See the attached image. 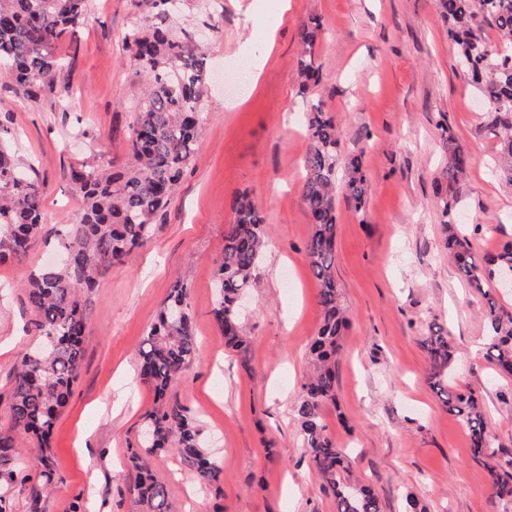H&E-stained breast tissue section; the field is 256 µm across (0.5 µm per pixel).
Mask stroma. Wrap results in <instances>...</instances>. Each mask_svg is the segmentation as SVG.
<instances>
[{"mask_svg":"<svg viewBox=\"0 0 512 512\" xmlns=\"http://www.w3.org/2000/svg\"><path fill=\"white\" fill-rule=\"evenodd\" d=\"M191 0L187 29L209 72L199 144L190 169L127 265L100 278L86 320L80 375L52 431L56 480L34 478V442L0 482L7 512H137L136 472L128 447L153 393L138 382L139 349L176 284L188 291L197 356L170 388L221 461L219 487L202 483L171 450L146 456L170 488V512H336L333 496L308 462L295 414L310 364L308 344L322 321L318 285L304 256L311 231L301 200L306 112L321 107L340 127L342 155L359 154L370 178L363 209L336 198V280L348 322L336 363L337 403L323 416L349 455L354 479L369 483L385 512H502L487 471L474 459L466 428L428 384L422 346L440 326L454 347L450 379L487 408L493 447L512 450V380L486 356L484 293L512 308L496 282L475 290L448 260L436 195L443 155L437 123L470 155L449 217L476 258L512 243V184L495 172L488 115L459 62L435 0ZM223 16L221 32L205 25ZM139 15L132 0H89L83 22L55 52L68 86L63 108L17 95L0 78V125L17 136V154L33 164L43 191L38 248L0 264V426L34 319L24 301L30 274L51 262L57 231L73 223L80 200L66 172L81 162L127 159L129 127L144 83L124 36ZM319 17L321 81L301 91L299 30ZM266 57L249 98L237 92L235 66ZM248 192L264 218L266 247L245 297V351L225 348L214 316L215 261Z\"/></svg>","mask_w":512,"mask_h":512,"instance_id":"1","label":"stroma"}]
</instances>
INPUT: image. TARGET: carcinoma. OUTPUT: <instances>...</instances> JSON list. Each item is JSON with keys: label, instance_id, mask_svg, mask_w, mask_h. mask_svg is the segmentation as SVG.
Here are the masks:
<instances>
[{"label": "carcinoma", "instance_id": "obj_1", "mask_svg": "<svg viewBox=\"0 0 512 512\" xmlns=\"http://www.w3.org/2000/svg\"><path fill=\"white\" fill-rule=\"evenodd\" d=\"M142 11L125 43L146 90L130 125L128 158L78 164L70 181L82 206L75 223L61 235L59 248L69 256L61 267L45 266L26 286L35 312L31 331L35 348L21 354L11 395L10 423L0 429V481L14 480L11 463L20 439L38 438V477L48 486L55 481L48 439L59 411L78 379L84 351L88 303L102 273L128 262L144 246L157 214L190 169L198 145L204 89L208 83L199 46L180 35L175 23L187 0H135ZM448 38L459 49L461 64L487 105V130L495 140L497 166L512 184V0H436ZM88 0H0V74L9 76L15 91L34 102L55 108L57 79L63 60L53 47L83 20ZM497 30L504 49H494L483 25ZM314 18L302 26V53L297 67L302 89L319 84L315 59L318 30ZM442 129L446 157L442 179L455 186L471 159L457 140ZM308 148L304 157L302 201L313 224L305 245L308 267L319 284L321 325L309 343L314 375L303 385L296 412L308 448L309 462L325 490L335 498L336 512H383L379 497L368 485L350 479V459L336 446L323 419V409L336 405V356L346 323L336 264V192L342 189L356 209L364 206L370 182L360 155L341 158L336 119L316 107L307 115ZM15 134L0 126V264L21 262L38 243L42 224V191L32 168L20 163L12 150ZM445 232L444 246L464 280L486 299L482 314L491 331L487 356L512 379V311L483 291L482 281L499 273L512 276V246L480 262L458 225L448 220V197L439 199ZM233 220L224 233V248L216 260L215 321L224 345L245 346L239 326V299L252 287L263 256V217L250 195L233 201ZM422 346L429 359L428 381L448 412L460 418L470 437L474 458L484 462L493 494L504 509L512 508V451L490 449L485 416L471 391H455L448 383L453 348L440 330H430ZM196 343L188 312V292L172 289L157 322L143 340L137 378L155 395L157 407L143 417L153 434L149 449L144 439L130 447L129 460L139 470L133 487L141 512H170V489L145 470L148 451L174 448L205 482L218 481L221 462L200 446V430L187 407L167 398V391L194 361Z\"/></svg>", "mask_w": 512, "mask_h": 512}]
</instances>
